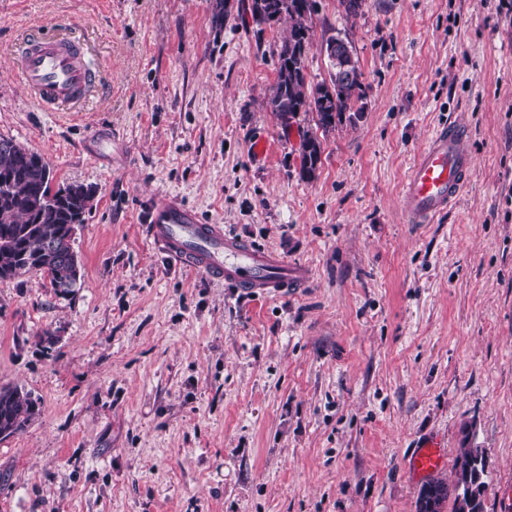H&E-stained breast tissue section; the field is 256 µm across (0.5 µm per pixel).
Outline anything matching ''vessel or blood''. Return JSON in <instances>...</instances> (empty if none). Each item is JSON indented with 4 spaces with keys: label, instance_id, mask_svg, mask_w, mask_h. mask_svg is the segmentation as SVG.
Here are the masks:
<instances>
[{
    "label": "vessel or blood",
    "instance_id": "vessel-or-blood-1",
    "mask_svg": "<svg viewBox=\"0 0 512 512\" xmlns=\"http://www.w3.org/2000/svg\"><path fill=\"white\" fill-rule=\"evenodd\" d=\"M17 72L37 104L63 112L85 101L96 85V75L84 63L74 41L35 29L23 42ZM473 166L469 129L452 122L440 125L408 173L403 197L406 223L431 224L447 213ZM148 222L153 244L179 269L248 293L276 295L304 287L309 281L307 267L225 235L222 225L203 223L183 204H156ZM444 461V448L439 440L431 438L413 449L408 470L411 475L425 476Z\"/></svg>",
    "mask_w": 512,
    "mask_h": 512
}]
</instances>
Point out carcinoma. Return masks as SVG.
Instances as JSON below:
<instances>
[{
    "label": "carcinoma",
    "instance_id": "1",
    "mask_svg": "<svg viewBox=\"0 0 512 512\" xmlns=\"http://www.w3.org/2000/svg\"><path fill=\"white\" fill-rule=\"evenodd\" d=\"M253 21L262 25L286 19L288 35L279 47L276 80L262 100L275 114L283 129H288L301 111L315 114V128L302 134L299 145L301 176L315 177L322 154V143L315 129L326 133L347 121L354 123L363 108V72L358 61L350 67L333 62L330 84L315 86L307 82L306 51L311 40L309 19L315 0H251ZM53 171L41 162V155L0 137V279L21 272H35L49 280L60 295L74 291L80 270L72 260L73 229L85 221L94 205L96 189L70 183L53 187ZM39 415L37 400L18 388H0V437L23 432ZM485 468L474 464L472 449L462 445L454 460V480L436 478L428 482L440 498L435 509L416 508V512H442L449 497H454L455 512H484ZM478 482V498L460 502L457 489L467 482Z\"/></svg>",
    "mask_w": 512,
    "mask_h": 512
}]
</instances>
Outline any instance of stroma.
I'll return each mask as SVG.
<instances>
[{"instance_id": "obj_1", "label": "stroma", "mask_w": 512, "mask_h": 512, "mask_svg": "<svg viewBox=\"0 0 512 512\" xmlns=\"http://www.w3.org/2000/svg\"><path fill=\"white\" fill-rule=\"evenodd\" d=\"M232 0H0V135L58 184L97 190L72 247L80 288L0 280V388L40 414L0 438V512H416L405 470L440 439L489 462L484 512L512 488V0H317L306 73L349 43L363 115L314 179L262 99L288 27ZM69 24L104 78L49 112L14 70L23 32ZM471 131V177L432 224L403 184L441 123ZM267 139L254 159L252 141ZM173 197L225 233L307 265L265 297L190 276L147 236Z\"/></svg>"}]
</instances>
